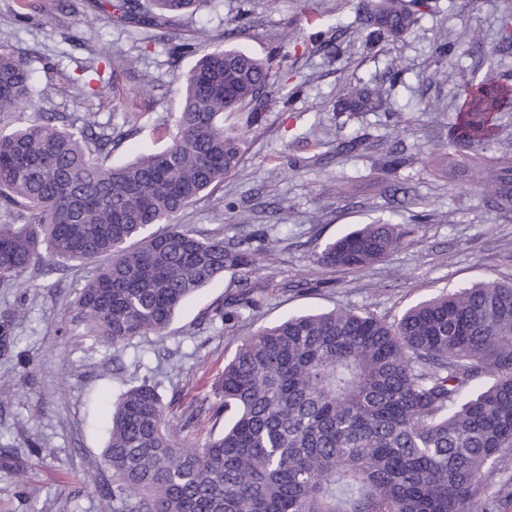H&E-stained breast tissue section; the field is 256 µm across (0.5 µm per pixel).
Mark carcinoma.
<instances>
[{"mask_svg":"<svg viewBox=\"0 0 512 512\" xmlns=\"http://www.w3.org/2000/svg\"><path fill=\"white\" fill-rule=\"evenodd\" d=\"M217 0H117L116 19L176 35L178 22ZM429 0H358L351 29L325 43L338 59L404 37ZM438 53L463 56L465 42L437 38ZM184 91L170 143L114 165L133 127L85 112L70 120L34 87L28 61L0 45V282L23 276L43 255L63 262L105 259L77 300L86 330L112 347L161 335L192 293L248 268L241 240L201 237L177 214L224 181L258 131L269 58L217 45L179 76ZM460 150L440 161L473 170L499 212L512 211V142L497 119L512 111V85L494 66L462 88ZM377 86L341 98L374 112ZM241 113V128L224 114ZM162 229L149 233L147 228ZM393 224H365L325 245L317 262L362 271L401 244ZM243 288L214 310L224 322L253 308ZM221 403L235 411L202 447L166 427V404L143 382L112 405L104 459L112 489L98 512H491L481 491L512 450V281L443 292L386 322L352 309L294 315L245 338L224 365Z\"/></svg>","mask_w":512,"mask_h":512,"instance_id":"obj_1","label":"carcinoma"}]
</instances>
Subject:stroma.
<instances>
[{
    "label": "stroma",
    "mask_w": 512,
    "mask_h": 512,
    "mask_svg": "<svg viewBox=\"0 0 512 512\" xmlns=\"http://www.w3.org/2000/svg\"><path fill=\"white\" fill-rule=\"evenodd\" d=\"M435 2L405 38L383 39L340 65L316 50L313 37L349 25L356 0H309V18L297 0H219L182 21L180 40L273 58L295 90L288 98L284 87L267 88L262 129L250 137L245 161L177 218L254 249L273 239L277 259L257 255L251 268L187 298L164 337L142 336L117 350L86 333L76 307L95 264L47 259L0 286V316L20 303L27 308L0 335V380L13 389L0 399V512H97V489L112 483L103 462L107 414L130 386L155 384L169 402L167 425L182 428L187 409L218 402V381L241 340L288 315L347 307L391 322L442 291L512 278V212L491 209L473 171L449 176L438 165L455 143L461 83L481 79L492 64L512 84V42L500 37L503 0ZM61 3L0 0V45L28 58L37 85L52 84L55 111L136 122L138 133L113 152V163L165 147L182 100L177 76L194 56L94 5L74 16ZM47 14L55 29L43 26ZM228 28L233 38H225ZM443 32L467 41L468 53L439 56ZM117 51L137 56V67L119 74L117 100L96 97L87 86L92 70ZM399 58L406 67L391 76ZM444 69L457 72V83L435 79ZM143 71L156 80L149 97L138 92ZM358 83L382 85L378 111L338 108ZM393 150L410 163L391 164ZM376 220L404 233L385 261L362 272L317 264L327 242ZM244 282L260 305L231 322L214 318Z\"/></svg>",
    "instance_id": "stroma-1"
}]
</instances>
